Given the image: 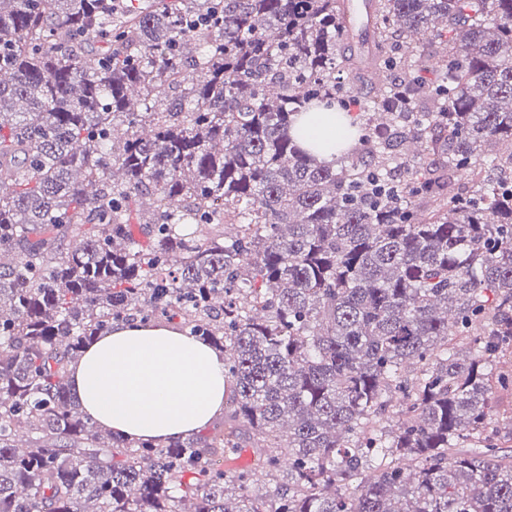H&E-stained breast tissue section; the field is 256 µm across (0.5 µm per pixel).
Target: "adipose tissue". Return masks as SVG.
Masks as SVG:
<instances>
[{
    "instance_id": "1",
    "label": "adipose tissue",
    "mask_w": 512,
    "mask_h": 512,
    "mask_svg": "<svg viewBox=\"0 0 512 512\" xmlns=\"http://www.w3.org/2000/svg\"><path fill=\"white\" fill-rule=\"evenodd\" d=\"M85 416L131 437L167 443L205 428L224 412L221 353L163 323L113 324L73 365Z\"/></svg>"
}]
</instances>
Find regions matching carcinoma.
Wrapping results in <instances>:
<instances>
[{
	"mask_svg": "<svg viewBox=\"0 0 512 512\" xmlns=\"http://www.w3.org/2000/svg\"><path fill=\"white\" fill-rule=\"evenodd\" d=\"M347 4L0 0V512H512V0H374L355 47ZM369 69L400 76L382 121L318 161L297 117ZM159 318L230 355L203 438L73 392L112 323ZM445 34L442 38H435L433 34L429 33L424 38V44H429V50L432 51L429 54L427 53L425 57L422 59V63L419 66V75L424 81L432 80L436 74V58L438 53L435 51V46L441 44H446L445 42Z\"/></svg>",
	"mask_w": 512,
	"mask_h": 512,
	"instance_id": "carcinoma-1",
	"label": "carcinoma"
}]
</instances>
